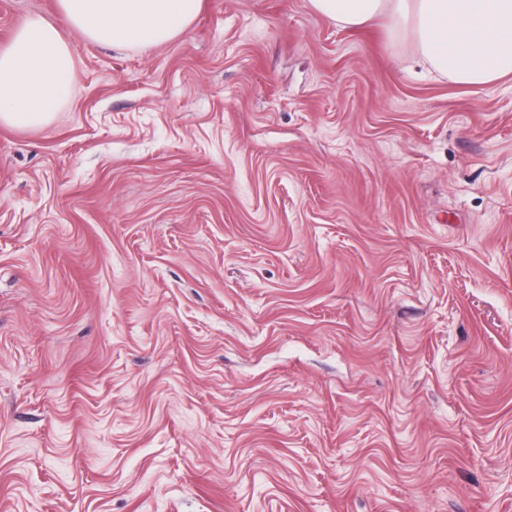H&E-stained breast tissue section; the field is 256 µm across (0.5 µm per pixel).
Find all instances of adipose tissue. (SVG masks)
<instances>
[{"mask_svg":"<svg viewBox=\"0 0 512 512\" xmlns=\"http://www.w3.org/2000/svg\"><path fill=\"white\" fill-rule=\"evenodd\" d=\"M61 23L29 16L0 50V124L36 129L69 101L75 51L67 24L104 46L151 47L182 34L202 0H58ZM344 30L388 19L393 42H410L418 62L480 87L512 74V0H309Z\"/></svg>","mask_w":512,"mask_h":512,"instance_id":"ef3b65f1","label":"adipose tissue"}]
</instances>
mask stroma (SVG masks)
<instances>
[{"label": "stroma", "instance_id": "35a3bbf8", "mask_svg": "<svg viewBox=\"0 0 512 512\" xmlns=\"http://www.w3.org/2000/svg\"><path fill=\"white\" fill-rule=\"evenodd\" d=\"M63 33L0 124V512H512V75L309 0ZM75 51L56 23L30 15L0 51V124L36 129L69 101Z\"/></svg>", "mask_w": 512, "mask_h": 512}]
</instances>
